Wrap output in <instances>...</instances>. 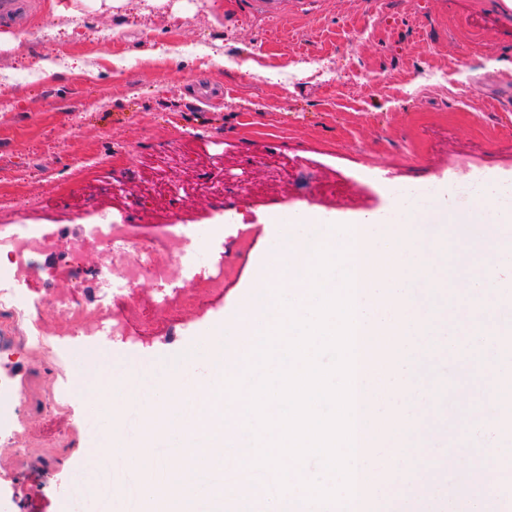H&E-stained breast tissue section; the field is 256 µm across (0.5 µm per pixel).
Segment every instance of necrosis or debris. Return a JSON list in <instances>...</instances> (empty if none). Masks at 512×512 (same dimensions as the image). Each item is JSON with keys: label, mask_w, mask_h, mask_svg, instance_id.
I'll return each mask as SVG.
<instances>
[{"label": "necrosis or debris", "mask_w": 512, "mask_h": 512, "mask_svg": "<svg viewBox=\"0 0 512 512\" xmlns=\"http://www.w3.org/2000/svg\"><path fill=\"white\" fill-rule=\"evenodd\" d=\"M120 241L121 249L113 250L112 263L106 274L125 281L127 293L112 296L108 304L95 306L82 302L78 289L50 294L44 300L24 299L6 288L0 289V359L21 358L34 352L49 351V338L64 341L79 336L108 333L112 339L126 340L128 329H135L139 339L157 338V310H164L172 320L183 321L199 314L211 298L224 293L227 266L213 267L206 287L187 286L173 291L163 289V282L172 279L180 268L182 253L170 239L169 230H160L145 241L133 231L132 225L115 224L106 237L85 236L70 247L72 260H79L99 248H111ZM55 239L47 234L25 233L0 237V273L25 281L36 272L34 258L52 252ZM158 282L154 295L143 297L136 290L140 280ZM55 309L57 320L51 337L38 333H21L20 327L29 320L32 309L40 304Z\"/></svg>", "instance_id": "obj_1"}]
</instances>
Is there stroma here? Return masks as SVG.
Here are the masks:
<instances>
[{
  "label": "stroma",
  "mask_w": 512,
  "mask_h": 512,
  "mask_svg": "<svg viewBox=\"0 0 512 512\" xmlns=\"http://www.w3.org/2000/svg\"><path fill=\"white\" fill-rule=\"evenodd\" d=\"M36 2L29 30L0 36V225L58 240L22 297L68 290L52 271L104 217L146 240L161 224L194 237L179 287L222 243L243 250L223 297L197 316L176 324L156 312L169 342L64 344L53 380L72 444L37 450L34 468L0 467V501L9 512H79L72 488L96 440L74 394L85 350L144 364L229 320L276 209L382 213L386 183L429 185L473 152L479 171L512 170V10L502 0H286L269 21L248 0ZM268 21L300 50L264 44ZM172 42L179 52L161 57ZM92 153L100 168L86 167ZM242 182L247 192L225 201L224 187ZM228 206L237 223L222 224Z\"/></svg>",
  "instance_id": "1"
}]
</instances>
